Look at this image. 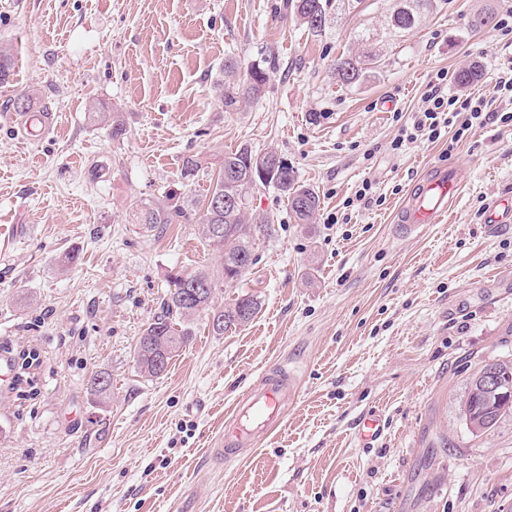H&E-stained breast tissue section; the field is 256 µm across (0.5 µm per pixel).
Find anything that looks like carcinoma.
Instances as JSON below:
<instances>
[{
  "mask_svg": "<svg viewBox=\"0 0 512 512\" xmlns=\"http://www.w3.org/2000/svg\"><path fill=\"white\" fill-rule=\"evenodd\" d=\"M401 5L390 18L389 26L395 34L413 29L420 13L434 7L433 0H400ZM286 7L292 16L314 36L325 31L324 21L333 15L334 0H286ZM379 59L369 51L355 58L340 59L336 63V74L340 81L351 86L359 83L367 74L377 68ZM239 61L228 57L224 61V78L216 83L217 98L224 105V111L237 112L243 104L258 99L268 81V73L258 64L248 69L246 77H237ZM98 123L111 126L112 137L119 138L125 133V126L118 112H102L90 109ZM259 154L248 148L227 153L205 166V161L192 155L183 161L182 177L194 182L200 172L212 171L210 185L204 198L202 214L188 205H178L165 198L154 203H145L137 208V223L153 229L160 224L190 222L194 219L201 224L202 239L215 247L222 258L221 269L214 273L198 269L172 275L167 281V290L161 300L160 311L147 324L139 337L135 356L141 376L158 378L164 374L170 361L187 345L191 336L187 324L195 315L208 313L212 330L223 334L232 327L249 322L259 307L252 296H243L224 307H213L216 290L224 283L238 280L251 265L257 227L249 214V193L258 185L272 186L287 198L292 212L302 224L310 223L319 206L317 195L300 184L290 165L273 166L266 179L230 182L226 173L236 172L247 175L254 159ZM234 196L236 204L224 206V198ZM88 390L98 398L110 396L111 379L93 374L87 381ZM512 411V403L505 404L494 395L477 394L474 385H469L467 397L461 408V415L472 434L481 435L493 428L500 418Z\"/></svg>",
  "mask_w": 512,
  "mask_h": 512,
  "instance_id": "obj_1",
  "label": "carcinoma"
}]
</instances>
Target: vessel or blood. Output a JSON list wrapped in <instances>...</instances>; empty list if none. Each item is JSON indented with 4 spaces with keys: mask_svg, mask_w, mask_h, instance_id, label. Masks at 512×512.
I'll return each mask as SVG.
<instances>
[{
    "mask_svg": "<svg viewBox=\"0 0 512 512\" xmlns=\"http://www.w3.org/2000/svg\"><path fill=\"white\" fill-rule=\"evenodd\" d=\"M462 178L457 168H428L412 187L397 214L402 235L419 234L426 225L439 223L460 194ZM299 392L295 374L285 366L270 367L261 379L235 401L218 439L217 456L238 460L284 421L288 406Z\"/></svg>",
    "mask_w": 512,
    "mask_h": 512,
    "instance_id": "b4317fda",
    "label": "vessel or blood"
}]
</instances>
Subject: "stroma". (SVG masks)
Segmentation results:
<instances>
[{
	"label": "stroma",
	"mask_w": 512,
	"mask_h": 512,
	"mask_svg": "<svg viewBox=\"0 0 512 512\" xmlns=\"http://www.w3.org/2000/svg\"><path fill=\"white\" fill-rule=\"evenodd\" d=\"M286 0H0V512H501L512 505V413L475 436L461 417L473 374L512 361V223L486 213L512 195V102L459 140L402 141L431 84L485 96L512 73V0H438L393 36L399 0H360L325 33ZM494 12L477 29V13ZM380 57L362 82L334 65ZM263 64L261 98L224 111V60ZM481 66L461 86L459 73ZM445 81H437L438 72ZM54 115L21 140L12 106ZM123 113L124 139L90 105ZM276 150L320 207L298 223L271 187L250 196L259 235L215 307L250 295L253 319L217 335L206 315L159 378L135 346L171 275L219 267L195 224L150 230L137 206L202 199L191 155ZM457 166L456 203L415 237L393 220L413 183ZM365 201L355 199L363 183ZM75 264L63 262L66 253ZM301 382L284 425L238 461L209 453L236 397L270 366ZM112 390L97 403L92 373ZM367 414L384 427L360 447Z\"/></svg>",
	"instance_id": "stroma-1"
}]
</instances>
